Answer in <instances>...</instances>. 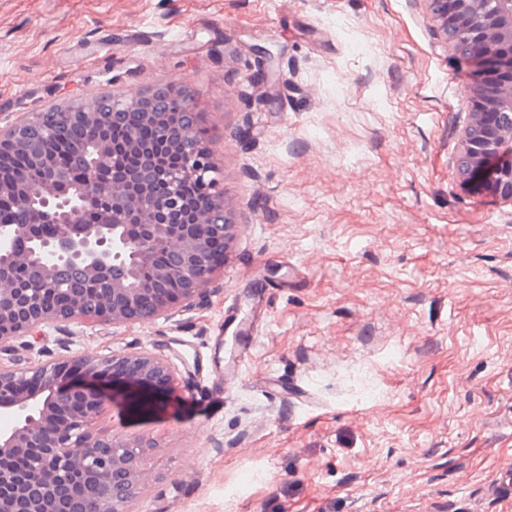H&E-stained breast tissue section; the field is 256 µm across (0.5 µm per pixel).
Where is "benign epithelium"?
<instances>
[{
    "label": "benign epithelium",
    "mask_w": 512,
    "mask_h": 512,
    "mask_svg": "<svg viewBox=\"0 0 512 512\" xmlns=\"http://www.w3.org/2000/svg\"><path fill=\"white\" fill-rule=\"evenodd\" d=\"M429 6L440 39L475 66L465 87L471 107L456 158L459 178L474 193L512 201V122L501 120L512 114V0H429ZM172 87L162 82L134 95L102 91L0 127V212L29 216L27 223L0 224V352L58 322L166 318L211 282L220 267L216 252L235 237L238 224L209 176L210 150L196 134L194 94L181 95L176 124L156 109ZM131 112L177 154V165L157 162L137 129L120 148L101 137ZM91 129L100 136L88 138ZM45 138L54 140V151L36 146ZM131 150L145 158L148 180L137 173L108 176ZM18 155L27 159L22 167L13 164ZM62 170L80 179L62 185L56 178ZM36 171L43 177L33 178ZM190 181L210 204L191 222L171 224L168 216L186 209L182 186ZM106 206L111 222H87L90 212ZM158 252L169 260L153 262ZM63 265L80 268L78 287L56 282ZM117 367L135 409L162 406L159 396L173 372L148 352L27 368L0 362V416L13 422L0 429V512H64L68 476L93 470L109 483L82 486V512H132L155 480L146 467L155 444L145 436L90 433L106 397L69 378H110ZM26 448L45 452L19 470L13 460Z\"/></svg>",
    "instance_id": "7a95c632"
}]
</instances>
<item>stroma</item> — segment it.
I'll list each match as a JSON object with an SVG mask.
<instances>
[{
	"label": "stroma",
	"mask_w": 512,
	"mask_h": 512,
	"mask_svg": "<svg viewBox=\"0 0 512 512\" xmlns=\"http://www.w3.org/2000/svg\"><path fill=\"white\" fill-rule=\"evenodd\" d=\"M164 80L196 92L240 226L222 272L169 317L0 361L170 363L187 399L142 413L113 382L88 426L156 442L135 512H512V202L456 177L467 75L427 0H0V126ZM232 303L264 320L218 393L193 358Z\"/></svg>",
	"instance_id": "obj_1"
}]
</instances>
